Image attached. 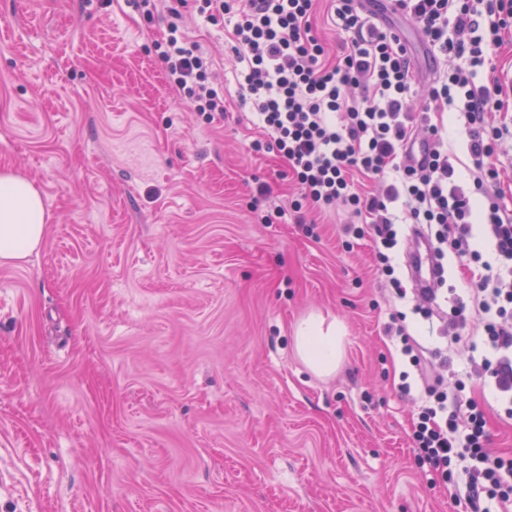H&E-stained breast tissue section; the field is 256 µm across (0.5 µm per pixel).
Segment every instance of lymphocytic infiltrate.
<instances>
[{
    "instance_id": "obj_1",
    "label": "lymphocytic infiltrate",
    "mask_w": 512,
    "mask_h": 512,
    "mask_svg": "<svg viewBox=\"0 0 512 512\" xmlns=\"http://www.w3.org/2000/svg\"><path fill=\"white\" fill-rule=\"evenodd\" d=\"M330 2L343 37L333 59L313 27L318 0H176L168 35L156 45L167 83L194 111L223 114L224 93L209 80L211 60L178 24L181 7L191 3L211 24H224L232 51L248 63L241 97L251 101L266 133L254 147L287 163L301 190L288 205L297 223H306L309 208L341 209L345 248L372 238L375 270L401 300L406 290L395 259L406 253L410 235H425L435 258L451 254L466 266L467 294L439 280L420 290L411 313L430 321L438 296H445L450 309L436 333L450 344L463 340L470 319L481 320L482 356L472 372L512 416V210L497 189L494 158L503 129L493 122L506 90L499 77L476 80L479 69L495 66L482 45H502L503 30L512 26V0H389L433 56L435 67L425 78L403 36L374 22L373 0ZM455 110L467 134L468 187L431 118ZM477 196L485 200L489 260L471 245ZM406 316L391 312L383 333L405 365L399 393L424 388L412 426L420 460L447 483L461 467L471 512H489L493 500L512 503V459L491 450L483 408L445 387L440 370L426 367Z\"/></svg>"
}]
</instances>
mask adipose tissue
Segmentation results:
<instances>
[{"mask_svg": "<svg viewBox=\"0 0 512 512\" xmlns=\"http://www.w3.org/2000/svg\"><path fill=\"white\" fill-rule=\"evenodd\" d=\"M45 232V206L35 185L19 175L0 173V263L28 256ZM296 351L316 375L335 372L343 356L344 336L337 323L319 315L303 319L295 329Z\"/></svg>", "mask_w": 512, "mask_h": 512, "instance_id": "obj_1", "label": "adipose tissue"}]
</instances>
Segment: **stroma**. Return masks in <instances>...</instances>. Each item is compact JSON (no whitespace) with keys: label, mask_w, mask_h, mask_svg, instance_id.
<instances>
[{"label":"stroma","mask_w":512,"mask_h":512,"mask_svg":"<svg viewBox=\"0 0 512 512\" xmlns=\"http://www.w3.org/2000/svg\"><path fill=\"white\" fill-rule=\"evenodd\" d=\"M169 16L130 0H0V172L40 190L44 241L0 265V512H467L410 434L420 392L382 333L374 243L275 217L299 191L238 94L247 64L195 12L224 117L169 90ZM272 189L255 203L258 183ZM340 322L328 377L293 328ZM512 457V417L468 378Z\"/></svg>","instance_id":"35a3bbf8"}]
</instances>
